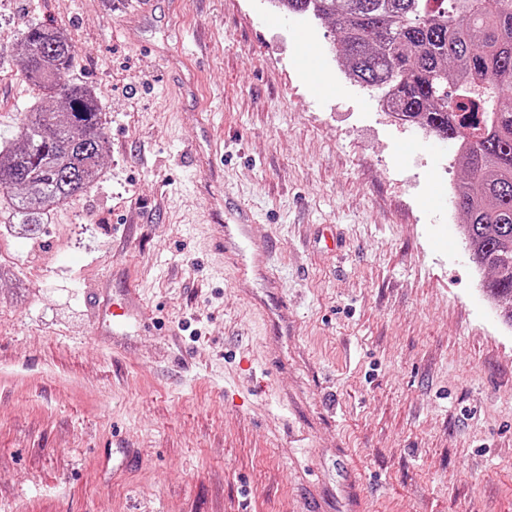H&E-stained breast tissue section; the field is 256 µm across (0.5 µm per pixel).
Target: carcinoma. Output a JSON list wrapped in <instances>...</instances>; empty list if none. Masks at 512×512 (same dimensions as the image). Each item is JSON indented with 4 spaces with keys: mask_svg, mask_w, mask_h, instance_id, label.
Segmentation results:
<instances>
[{
    "mask_svg": "<svg viewBox=\"0 0 512 512\" xmlns=\"http://www.w3.org/2000/svg\"><path fill=\"white\" fill-rule=\"evenodd\" d=\"M275 2L331 21L352 80L383 89L400 119L462 145L464 234L476 266L494 273L488 296L512 306V0ZM22 45L19 66L35 96L17 130L0 129V193L11 222L37 233L49 203L100 174L105 112L94 90L70 78L66 33L34 24Z\"/></svg>",
    "mask_w": 512,
    "mask_h": 512,
    "instance_id": "carcinoma-1",
    "label": "carcinoma"
}]
</instances>
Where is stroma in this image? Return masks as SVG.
<instances>
[{
    "instance_id": "1",
    "label": "stroma",
    "mask_w": 512,
    "mask_h": 512,
    "mask_svg": "<svg viewBox=\"0 0 512 512\" xmlns=\"http://www.w3.org/2000/svg\"><path fill=\"white\" fill-rule=\"evenodd\" d=\"M34 22L106 114L96 184L0 234V512H512V326L482 292L456 150L267 0H0V128ZM206 148L224 178L184 167ZM212 166V167H213ZM257 216L275 335L206 224ZM150 322L99 336L85 299ZM254 303L272 326L278 329L281 334L288 335L289 318L287 306L278 305L272 297L268 299L254 298Z\"/></svg>"
}]
</instances>
